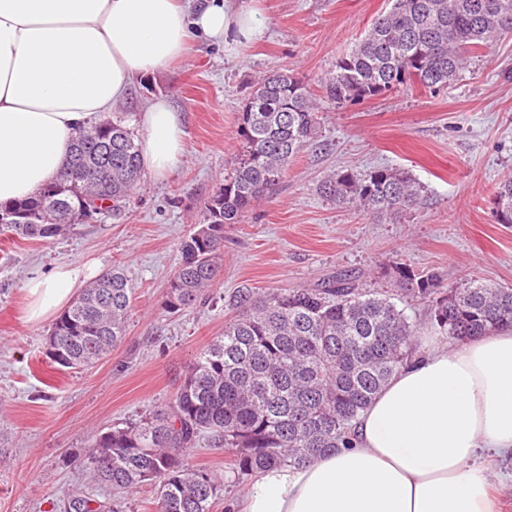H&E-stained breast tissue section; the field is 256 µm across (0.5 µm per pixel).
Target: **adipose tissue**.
<instances>
[{"label":"adipose tissue","instance_id":"ef3b65f1","mask_svg":"<svg viewBox=\"0 0 512 512\" xmlns=\"http://www.w3.org/2000/svg\"><path fill=\"white\" fill-rule=\"evenodd\" d=\"M232 0H0V202L37 193L76 132L169 70L199 32L234 50L264 36ZM148 174L169 175L187 143L162 98L140 117ZM90 277L71 262L26 284V317L55 316ZM353 445L261 472L233 512H495L492 458L512 456V329L451 346L432 339L352 426Z\"/></svg>","mask_w":512,"mask_h":512}]
</instances>
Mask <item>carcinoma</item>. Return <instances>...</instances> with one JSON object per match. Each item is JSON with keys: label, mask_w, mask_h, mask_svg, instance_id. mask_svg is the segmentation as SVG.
I'll return each mask as SVG.
<instances>
[{"label": "carcinoma", "mask_w": 512, "mask_h": 512, "mask_svg": "<svg viewBox=\"0 0 512 512\" xmlns=\"http://www.w3.org/2000/svg\"><path fill=\"white\" fill-rule=\"evenodd\" d=\"M512 34V0H392L321 82L322 101L291 74L264 75L240 112L243 154L205 207L202 224L180 244L164 309L193 307L214 284L224 257V227L237 224L276 186L288 165L321 133L322 103L343 105L418 86L434 93L459 76L471 55ZM92 125L112 141V190L102 188L98 141L79 132L70 162L34 197L0 204V228L20 241L53 240L67 210L119 215L142 175L133 130L122 121ZM339 204L396 215L420 204L421 187L398 169L345 170L323 185ZM496 222L512 224V178L495 191ZM396 288L360 287L346 273L308 288L262 295L238 289L224 335L189 366L173 401L94 435L83 453L90 484L69 494L66 512H126L129 496L154 488V512H212L224 479L190 462L205 440L228 454L229 472L303 466L352 446L350 428L377 392L415 353L416 326L398 306L425 299L448 339L460 343L512 328V288L467 278L449 286L438 272L392 267ZM132 294L124 270H106L55 320L47 357L64 370L106 358L124 336Z\"/></svg>", "instance_id": "carcinoma-1"}]
</instances>
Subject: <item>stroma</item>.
Instances as JSON below:
<instances>
[{"label": "stroma", "instance_id": "35a3bbf8", "mask_svg": "<svg viewBox=\"0 0 512 512\" xmlns=\"http://www.w3.org/2000/svg\"><path fill=\"white\" fill-rule=\"evenodd\" d=\"M264 37L236 53L198 38L172 70L136 80L111 119L138 128L163 96L180 112L187 152L163 179L143 175L116 217L71 225L51 241L12 243L0 233V512H65L82 481L92 434L168 403L198 352L224 331L236 290L306 288L339 272L378 292L391 267L512 286V224L495 219V187L512 175V38L472 59L438 93L412 88L327 106L318 142L289 165L270 196L224 230V261L205 302L176 316L164 307L181 241L241 157L239 112L255 80L288 72L310 89L336 67L391 0H253ZM394 168L422 188L401 215L369 216L336 204L322 183L344 170ZM125 269L135 294L124 340L95 367L55 368L50 322L25 319V284L55 264ZM200 468L223 475L214 512H228L253 476L227 474L223 449L203 442Z\"/></svg>", "mask_w": 512, "mask_h": 512}]
</instances>
